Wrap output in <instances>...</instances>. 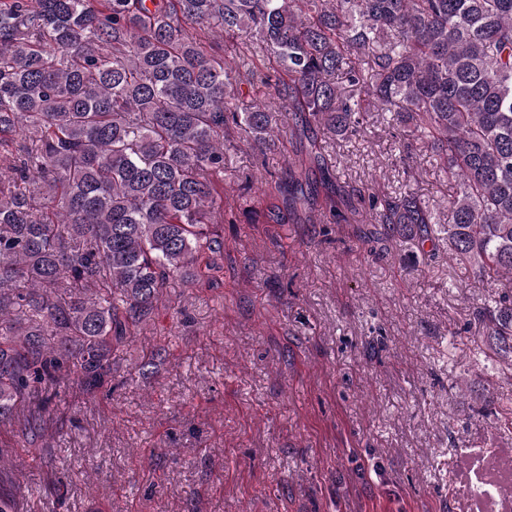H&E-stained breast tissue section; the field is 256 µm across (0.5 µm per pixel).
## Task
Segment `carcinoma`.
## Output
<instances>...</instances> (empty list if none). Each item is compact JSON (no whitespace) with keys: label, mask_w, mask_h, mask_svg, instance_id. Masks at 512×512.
Wrapping results in <instances>:
<instances>
[{"label":"carcinoma","mask_w":512,"mask_h":512,"mask_svg":"<svg viewBox=\"0 0 512 512\" xmlns=\"http://www.w3.org/2000/svg\"><path fill=\"white\" fill-rule=\"evenodd\" d=\"M205 27L233 53L209 52ZM244 82L267 98L243 103ZM369 107L436 153L455 185L445 219L333 181L326 139L358 135ZM285 130L309 147L249 222L316 224L322 195L383 240L431 243L440 223L476 282L512 278V0H0V512H25L6 457L41 436L51 398L103 387L170 278L215 268L217 226L235 223L225 139L266 155ZM477 316L512 366V294ZM479 411L512 430V402Z\"/></svg>","instance_id":"carcinoma-1"}]
</instances>
